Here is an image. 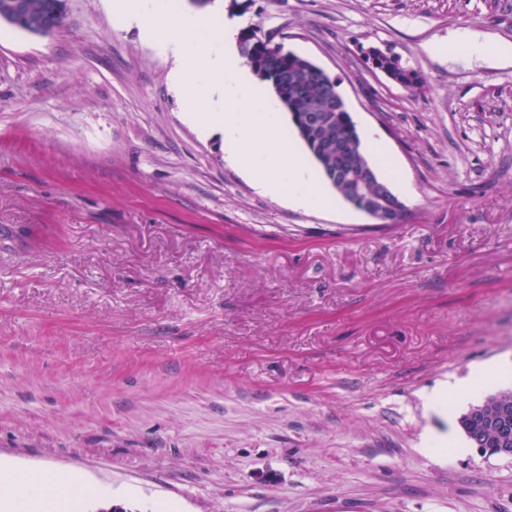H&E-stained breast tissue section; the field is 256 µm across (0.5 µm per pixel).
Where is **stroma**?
Segmentation results:
<instances>
[{
  "instance_id": "35a3bbf8",
  "label": "stroma",
  "mask_w": 512,
  "mask_h": 512,
  "mask_svg": "<svg viewBox=\"0 0 512 512\" xmlns=\"http://www.w3.org/2000/svg\"><path fill=\"white\" fill-rule=\"evenodd\" d=\"M338 83L406 218L262 192L108 0L0 22V466L80 512H512V458L425 394L512 367V0H209ZM388 50L411 89L367 61ZM430 51L435 55L448 57L476 55L512 65V42L494 41L468 29L459 31L448 38V41L432 44Z\"/></svg>"
}]
</instances>
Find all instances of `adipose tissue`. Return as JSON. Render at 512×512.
<instances>
[{
    "label": "adipose tissue",
    "instance_id": "1",
    "mask_svg": "<svg viewBox=\"0 0 512 512\" xmlns=\"http://www.w3.org/2000/svg\"><path fill=\"white\" fill-rule=\"evenodd\" d=\"M439 56L476 55L512 65V42L494 41L468 29L431 45ZM83 498L85 488L57 473L38 475L0 469V512H45L60 496Z\"/></svg>",
    "mask_w": 512,
    "mask_h": 512
}]
</instances>
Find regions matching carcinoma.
Wrapping results in <instances>:
<instances>
[{"mask_svg":"<svg viewBox=\"0 0 512 512\" xmlns=\"http://www.w3.org/2000/svg\"><path fill=\"white\" fill-rule=\"evenodd\" d=\"M17 7L25 20L22 30L44 33L62 23L65 0H0V17L16 25L9 15ZM239 51L255 76L272 87L331 186L346 200L356 191L375 193V187L366 190L358 183L365 157L337 85L308 59L286 50L270 36L259 35L252 27L242 30ZM381 67L405 88L418 80V73L404 66L398 57L383 59Z\"/></svg>","mask_w":512,"mask_h":512,"instance_id":"cac0c4a2","label":"carcinoma"}]
</instances>
